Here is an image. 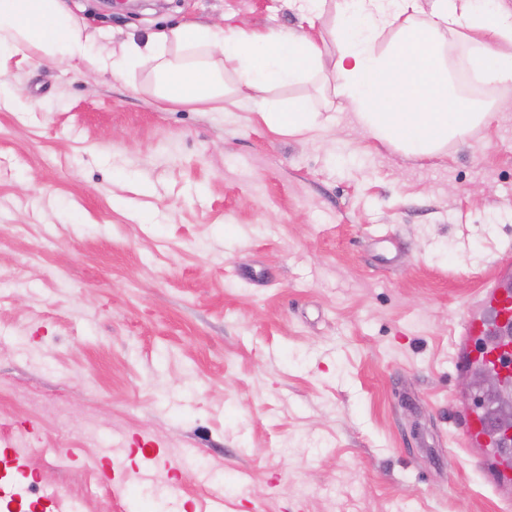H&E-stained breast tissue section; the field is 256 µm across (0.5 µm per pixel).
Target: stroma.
I'll return each instance as SVG.
<instances>
[{"label":"stroma","instance_id":"35a3bbf8","mask_svg":"<svg viewBox=\"0 0 512 512\" xmlns=\"http://www.w3.org/2000/svg\"><path fill=\"white\" fill-rule=\"evenodd\" d=\"M119 49L191 18L296 31L290 0H82ZM144 77L0 72V470L61 512H512L459 443L453 332L512 259V86L411 158L325 76L166 110ZM27 90L26 98L13 94ZM122 468L114 485L105 473Z\"/></svg>","mask_w":512,"mask_h":512}]
</instances>
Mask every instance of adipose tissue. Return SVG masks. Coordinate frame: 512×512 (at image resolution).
Instances as JSON below:
<instances>
[{
    "mask_svg": "<svg viewBox=\"0 0 512 512\" xmlns=\"http://www.w3.org/2000/svg\"><path fill=\"white\" fill-rule=\"evenodd\" d=\"M307 31H260L192 19L130 36L119 50L73 0H0V57L71 63L88 76L138 71L169 106L220 109L227 93L252 92L266 124L288 134L322 126L321 110L269 93L302 84L327 66L310 29L330 25L339 45L332 93L361 129L412 158L465 142L492 118L493 103L464 94L448 69L451 43L481 83H512V7L505 0H291Z\"/></svg>",
    "mask_w": 512,
    "mask_h": 512,
    "instance_id": "adipose-tissue-1",
    "label": "adipose tissue"
}]
</instances>
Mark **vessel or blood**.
Wrapping results in <instances>:
<instances>
[{
    "instance_id": "1",
    "label": "vessel or blood",
    "mask_w": 512,
    "mask_h": 512,
    "mask_svg": "<svg viewBox=\"0 0 512 512\" xmlns=\"http://www.w3.org/2000/svg\"><path fill=\"white\" fill-rule=\"evenodd\" d=\"M455 365L479 366L512 382V262L500 261L496 275L484 286L457 332ZM462 447L474 454L477 466L500 493L512 492V467L507 464L512 442L480 407L461 408L458 417Z\"/></svg>"
}]
</instances>
